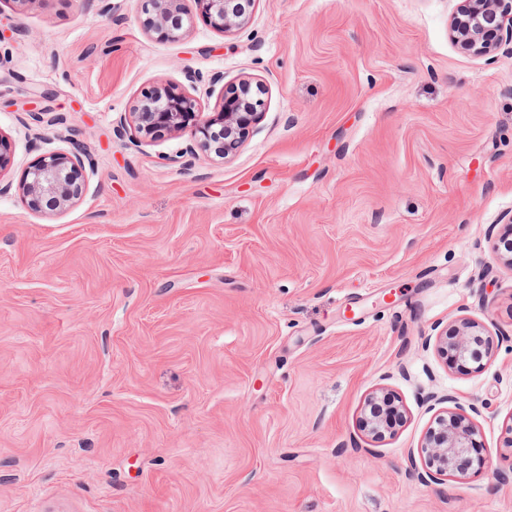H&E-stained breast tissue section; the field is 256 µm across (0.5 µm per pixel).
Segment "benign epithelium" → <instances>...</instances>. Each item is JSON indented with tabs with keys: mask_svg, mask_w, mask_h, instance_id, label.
Instances as JSON below:
<instances>
[{
	"mask_svg": "<svg viewBox=\"0 0 512 512\" xmlns=\"http://www.w3.org/2000/svg\"><path fill=\"white\" fill-rule=\"evenodd\" d=\"M255 0H143L145 32L161 31L176 41L184 34L185 24L193 11L206 16L216 30L229 36L249 21L246 6ZM452 41L461 50L487 56L502 44H512V0H460L449 22ZM265 101L252 93V81L245 77L225 89L220 109L201 111L196 97L173 88H153L124 118L142 139L155 140L163 134L190 133L182 155L194 158L198 153L214 154L221 159L232 157L246 142L251 126L258 120ZM69 152H49L29 166L20 184L22 196L37 211L61 212L81 197L82 184L72 173L84 165V145L74 140ZM489 343L485 327L470 318L459 320L456 328L437 334L438 352L457 361H471L475 370L484 368L483 356L474 355V342ZM365 430L379 440L396 425L399 405L389 396L373 391L362 406ZM481 415L476 405L469 409H444L436 414L427 437L417 448L422 468L413 473L424 482L440 483L467 470L468 453L475 447L479 427L475 417Z\"/></svg>",
	"mask_w": 512,
	"mask_h": 512,
	"instance_id": "7a95c632",
	"label": "benign epithelium"
}]
</instances>
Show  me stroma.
Returning a JSON list of instances; mask_svg holds the SVG:
<instances>
[{"label":"stroma","instance_id":"35a3bbf8","mask_svg":"<svg viewBox=\"0 0 512 512\" xmlns=\"http://www.w3.org/2000/svg\"><path fill=\"white\" fill-rule=\"evenodd\" d=\"M458 4L255 0L173 41L141 0H0V512H512V48L458 50ZM243 77L266 105L231 160L119 130ZM73 137L81 198L32 210ZM463 316L479 372L426 342ZM378 388L405 418L375 442ZM449 403L489 465L424 483ZM70 152H49L40 155L29 166L20 184L22 196L37 211L61 212L73 206L81 197L83 187L71 173L84 165V145L72 140Z\"/></svg>","mask_w":512,"mask_h":512}]
</instances>
